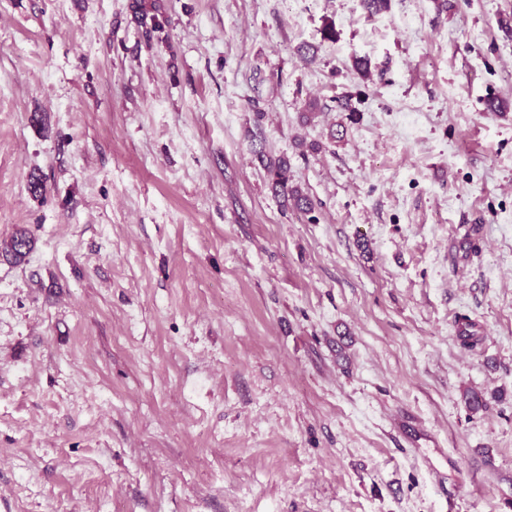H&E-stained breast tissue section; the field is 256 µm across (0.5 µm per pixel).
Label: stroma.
<instances>
[{
  "label": "stroma",
  "instance_id": "35a3bbf8",
  "mask_svg": "<svg viewBox=\"0 0 512 512\" xmlns=\"http://www.w3.org/2000/svg\"><path fill=\"white\" fill-rule=\"evenodd\" d=\"M134 2L0 0V512H512V0ZM265 167L270 174L275 190L282 195L285 203L290 201L299 210L309 211L312 203L309 197L304 194L301 188L294 184L291 176V166L287 157L268 159ZM34 248L33 239L25 231L16 233L4 248L6 256H10L16 263L23 262Z\"/></svg>",
  "mask_w": 512,
  "mask_h": 512
}]
</instances>
